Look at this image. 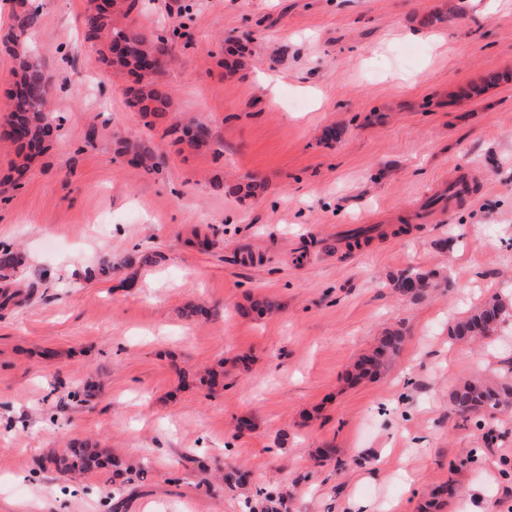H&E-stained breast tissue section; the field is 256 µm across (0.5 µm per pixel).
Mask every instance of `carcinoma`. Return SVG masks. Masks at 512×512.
I'll return each instance as SVG.
<instances>
[{
  "label": "carcinoma",
  "instance_id": "carcinoma-1",
  "mask_svg": "<svg viewBox=\"0 0 512 512\" xmlns=\"http://www.w3.org/2000/svg\"><path fill=\"white\" fill-rule=\"evenodd\" d=\"M122 7L118 0H106V4H95L83 18L86 42L99 48L101 62L108 67L116 66L132 78L127 88L126 103L129 108L143 116H159L168 111L171 99L159 87L154 76L158 66L148 64L147 56L163 55L169 39L164 35L148 36L135 27H118L113 22L114 13ZM38 22L37 15L23 10L15 16L13 31L3 41L5 51L17 59L15 81L7 91L10 113L0 137L12 142L21 158L16 170L27 169V162L41 153L47 143L56 136L60 124L47 112L49 81L43 64L28 56L22 49L20 39ZM165 135L176 136L192 147L203 148L212 139L211 128L201 122L171 127ZM123 152L131 161L147 169L157 166L156 143L147 138L126 141ZM19 263L17 252L7 243L0 242V270L14 269ZM394 291L412 298H423L429 289L438 287L433 273L414 267L403 269L389 276ZM249 306L243 314L258 316L278 307L269 297L248 298ZM512 318V306L499 297H492L465 315L455 319L448 328V335L456 341L467 342L474 337L491 336ZM405 333L400 327L384 329L376 344L364 353L353 365L351 372L355 380L374 378L389 367L400 352ZM450 410L462 417L471 414L512 410V380L472 378L454 385L449 392ZM49 466L62 472L88 474L103 468H111L117 475L126 476L131 483L144 474L145 468H134L94 444L74 442L60 454L48 458Z\"/></svg>",
  "mask_w": 512,
  "mask_h": 512
}]
</instances>
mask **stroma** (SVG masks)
<instances>
[{"mask_svg":"<svg viewBox=\"0 0 512 512\" xmlns=\"http://www.w3.org/2000/svg\"><path fill=\"white\" fill-rule=\"evenodd\" d=\"M91 6L40 0L24 47L64 122L21 174L0 140V241L22 256L0 275L15 296L0 309V512H111L114 495L124 512H249L268 487L289 512H421L450 482L441 512H506L512 418L461 419L448 392L512 378V332L456 342L448 323L512 295V0H139L127 24L175 34L156 75L171 106L151 126L84 40ZM190 120L213 147L165 136ZM146 136L151 171L122 150ZM252 179L262 195L229 193ZM360 224L382 233L337 246ZM137 249L164 259L127 265ZM408 267L452 285L400 295L388 276ZM251 295L278 310L239 314ZM390 325L405 341L389 373L349 384ZM87 380L99 392L76 403ZM75 439L147 472L128 484L46 464ZM228 467L242 486L220 487Z\"/></svg>","mask_w":512,"mask_h":512,"instance_id":"1","label":"stroma"}]
</instances>
